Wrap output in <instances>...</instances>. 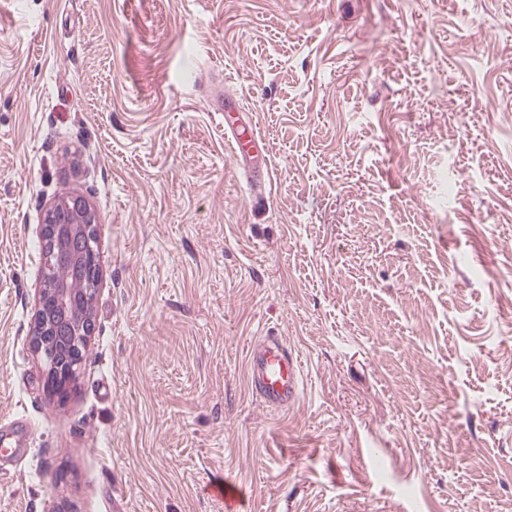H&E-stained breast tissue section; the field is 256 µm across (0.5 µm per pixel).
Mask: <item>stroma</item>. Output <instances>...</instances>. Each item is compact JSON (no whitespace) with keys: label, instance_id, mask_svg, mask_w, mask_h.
Returning a JSON list of instances; mask_svg holds the SVG:
<instances>
[{"label":"stroma","instance_id":"35a3bbf8","mask_svg":"<svg viewBox=\"0 0 512 512\" xmlns=\"http://www.w3.org/2000/svg\"><path fill=\"white\" fill-rule=\"evenodd\" d=\"M72 194L102 277L59 400L30 333ZM507 299L512 0H0V512H512ZM224 138L233 159L241 163L245 169H251L249 157L257 151L260 141L254 125L249 121L238 123L237 119L227 123L224 113ZM246 379L251 393L267 406L291 407L302 393L299 357L276 336H265L252 346Z\"/></svg>","mask_w":512,"mask_h":512}]
</instances>
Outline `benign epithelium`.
<instances>
[{"label": "benign epithelium", "instance_id": "1", "mask_svg": "<svg viewBox=\"0 0 512 512\" xmlns=\"http://www.w3.org/2000/svg\"><path fill=\"white\" fill-rule=\"evenodd\" d=\"M42 236L45 273L64 275L46 279L38 289L30 343L46 362L45 386L55 395L67 394L76 380L94 323L96 289L85 287L89 264H100L95 216L81 195L55 202L45 213Z\"/></svg>", "mask_w": 512, "mask_h": 512}]
</instances>
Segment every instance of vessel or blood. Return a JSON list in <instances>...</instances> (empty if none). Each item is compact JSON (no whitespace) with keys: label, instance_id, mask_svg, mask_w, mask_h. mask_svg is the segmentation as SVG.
<instances>
[{"label":"vessel or blood","instance_id":"obj_1","mask_svg":"<svg viewBox=\"0 0 512 512\" xmlns=\"http://www.w3.org/2000/svg\"><path fill=\"white\" fill-rule=\"evenodd\" d=\"M224 138L233 159L249 165L260 141L254 125L248 121L225 124ZM246 379L251 393L271 407L293 406L302 393L300 360L274 336L265 337L250 349Z\"/></svg>","mask_w":512,"mask_h":512}]
</instances>
